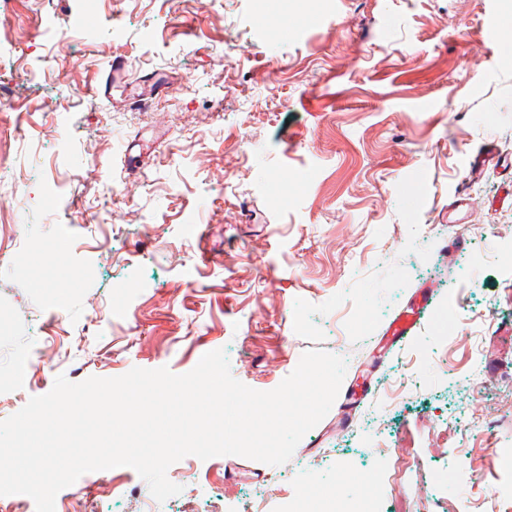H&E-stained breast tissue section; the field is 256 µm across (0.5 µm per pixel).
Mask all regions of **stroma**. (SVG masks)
<instances>
[{"instance_id": "35a3bbf8", "label": "stroma", "mask_w": 512, "mask_h": 512, "mask_svg": "<svg viewBox=\"0 0 512 512\" xmlns=\"http://www.w3.org/2000/svg\"><path fill=\"white\" fill-rule=\"evenodd\" d=\"M503 3L0 0V420L60 375H181L222 349L269 391L307 350L347 362L288 462L188 456L163 502L132 468L89 472L63 512L512 499V164L464 166L512 132ZM117 54L133 88L168 84L153 114L92 97ZM502 158L505 160V156L493 144H487L471 154L467 161L469 180L480 178L489 167H496Z\"/></svg>"}]
</instances>
